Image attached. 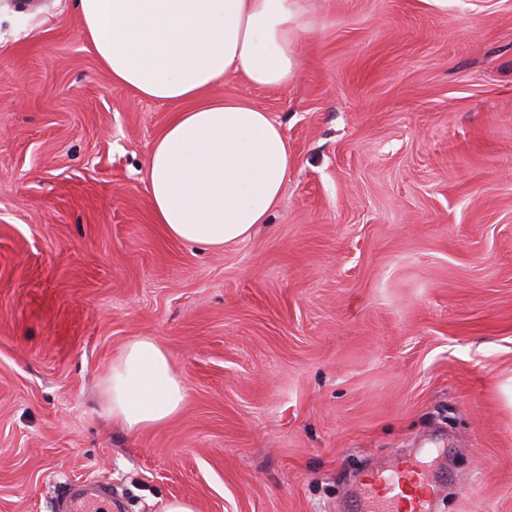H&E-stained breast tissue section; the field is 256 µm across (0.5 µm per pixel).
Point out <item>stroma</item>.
<instances>
[{"mask_svg":"<svg viewBox=\"0 0 512 512\" xmlns=\"http://www.w3.org/2000/svg\"><path fill=\"white\" fill-rule=\"evenodd\" d=\"M295 80L244 97L296 166L238 245L171 239L142 178L178 112L113 83L75 0H0V512H344L412 455L437 512H512V0H311ZM135 336L186 387L137 434ZM464 485L458 493L456 485ZM102 392L112 419L132 433L167 423L181 411L186 397L166 351L145 336L123 346ZM69 486V485H68ZM64 487L61 496H69V506L65 509L68 512H89L103 510L102 512H112V499L109 496H103L93 493L73 492L70 487Z\"/></svg>","mask_w":512,"mask_h":512,"instance_id":"35a3bbf8","label":"stroma"}]
</instances>
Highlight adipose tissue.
Returning <instances> with one entry per match:
<instances>
[{
    "mask_svg": "<svg viewBox=\"0 0 512 512\" xmlns=\"http://www.w3.org/2000/svg\"><path fill=\"white\" fill-rule=\"evenodd\" d=\"M85 40L113 82L182 104L145 167L148 201L173 239L229 248L277 207L295 159L282 126L241 98L210 89L238 76L287 87L297 43L313 21L305 0H76ZM113 419L129 432L161 426L182 409V378L153 339L121 349L103 385Z\"/></svg>",
    "mask_w": 512,
    "mask_h": 512,
    "instance_id": "ef3b65f1",
    "label": "adipose tissue"
}]
</instances>
